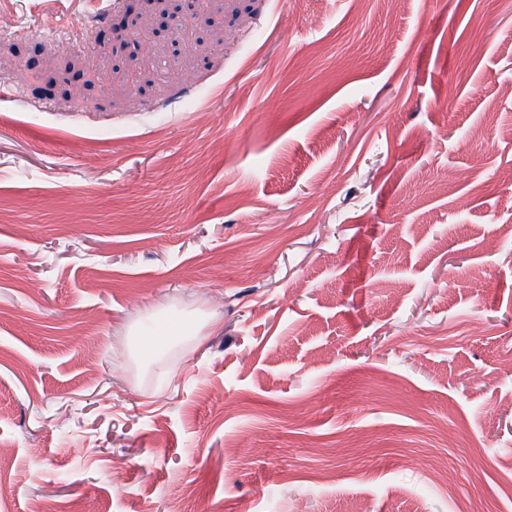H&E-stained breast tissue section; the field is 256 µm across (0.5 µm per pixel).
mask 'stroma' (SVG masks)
Instances as JSON below:
<instances>
[{"instance_id": "stroma-1", "label": "stroma", "mask_w": 512, "mask_h": 512, "mask_svg": "<svg viewBox=\"0 0 512 512\" xmlns=\"http://www.w3.org/2000/svg\"><path fill=\"white\" fill-rule=\"evenodd\" d=\"M131 5L0 0L5 512H512V0ZM161 8L158 19L152 27L151 36L157 40H175L176 32L193 33L201 19L202 12L198 0H158ZM205 325L212 329L215 324L203 322L199 317L185 313L184 317L178 318L175 324L167 330L153 329L146 332L139 325H134L128 332L131 336V348L135 357L143 356L148 362L165 353L175 342H184L200 335Z\"/></svg>"}]
</instances>
